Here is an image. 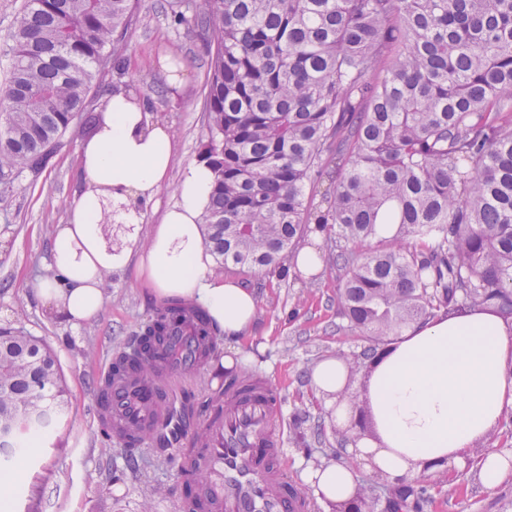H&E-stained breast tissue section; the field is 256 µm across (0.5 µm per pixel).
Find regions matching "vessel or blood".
<instances>
[{
  "label": "vessel or blood",
  "mask_w": 512,
  "mask_h": 512,
  "mask_svg": "<svg viewBox=\"0 0 512 512\" xmlns=\"http://www.w3.org/2000/svg\"><path fill=\"white\" fill-rule=\"evenodd\" d=\"M200 333L196 318L175 324L152 374L104 367L94 400L98 421L117 446L173 449L175 506L192 494L206 512H312L283 468L287 450L273 386L261 380L249 391L227 392L202 415L191 408V381L203 367Z\"/></svg>",
  "instance_id": "vessel-or-blood-1"
}]
</instances>
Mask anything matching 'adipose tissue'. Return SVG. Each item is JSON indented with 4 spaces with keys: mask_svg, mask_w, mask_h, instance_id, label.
Wrapping results in <instances>:
<instances>
[{
    "mask_svg": "<svg viewBox=\"0 0 512 512\" xmlns=\"http://www.w3.org/2000/svg\"><path fill=\"white\" fill-rule=\"evenodd\" d=\"M173 163L170 130L154 122L145 105L113 92L102 125L78 154L85 186L50 244V275L32 281V293L75 328L101 311L105 276L134 260L138 280L155 299L202 303L225 343L240 346L250 338L258 302L240 280L213 270L201 224L213 180L206 163L188 167L178 203L148 237L140 235ZM107 201L128 229L119 246L105 235ZM372 365L367 397L378 438L359 439L350 461L317 471L316 492L328 502L351 496L356 466L367 460L398 484L431 474L434 461L445 463L450 479H460L476 442L512 412V324L494 312L413 325Z\"/></svg>",
    "mask_w": 512,
    "mask_h": 512,
    "instance_id": "adipose-tissue-1",
    "label": "adipose tissue"
}]
</instances>
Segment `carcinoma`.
<instances>
[{
    "label": "carcinoma",
    "mask_w": 512,
    "mask_h": 512,
    "mask_svg": "<svg viewBox=\"0 0 512 512\" xmlns=\"http://www.w3.org/2000/svg\"><path fill=\"white\" fill-rule=\"evenodd\" d=\"M172 26L208 50L202 160L214 175L205 241L228 265L284 269L297 239L330 230L340 304L367 359L390 337L476 307L512 319V0H174ZM136 0H24L0 84V199L37 181L91 89L121 74ZM325 181L315 205L307 184ZM176 299L140 327L164 343ZM54 353L0 333V462L46 437L64 410ZM425 494L402 486L388 512ZM368 499L335 504L361 512Z\"/></svg>",
    "instance_id": "1"
}]
</instances>
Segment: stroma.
<instances>
[{"label":"stroma","mask_w":512,"mask_h":512,"mask_svg":"<svg viewBox=\"0 0 512 512\" xmlns=\"http://www.w3.org/2000/svg\"><path fill=\"white\" fill-rule=\"evenodd\" d=\"M167 0H142L140 22L126 53L120 79L172 134L175 163L147 224L160 223L178 196L187 167L199 159L207 136L204 120L206 73L202 60L207 41L201 29H174ZM179 46L183 83L168 90L169 73L157 60L159 46ZM90 131L67 137L64 148L37 183L17 182L0 202V332L22 330L40 337L60 362L68 405L52 440L38 443L13 462L19 479L10 496L13 512H174L170 489L176 482L171 450L118 447L94 416L93 393L102 366L160 308L136 280L134 272L112 276L105 305L97 318L71 329L49 316L35 299L30 281L43 272L52 238L66 223L68 210L83 185L77 165ZM259 293L254 344L240 354L218 345L212 363L193 379L195 400L204 403L222 380L216 365L235 356L254 375L267 380L282 399L287 448L286 469L313 512H331L317 497L311 476L336 462L346 426L336 421L338 403L308 397V374L327 357L360 353L364 343L351 330L337 303L340 273L325 263L314 277L295 268L248 270L228 266ZM478 458H471L466 478L447 489L428 491L419 507L408 512H512V474L492 491L478 477Z\"/></svg>","instance_id":"stroma-1"}]
</instances>
